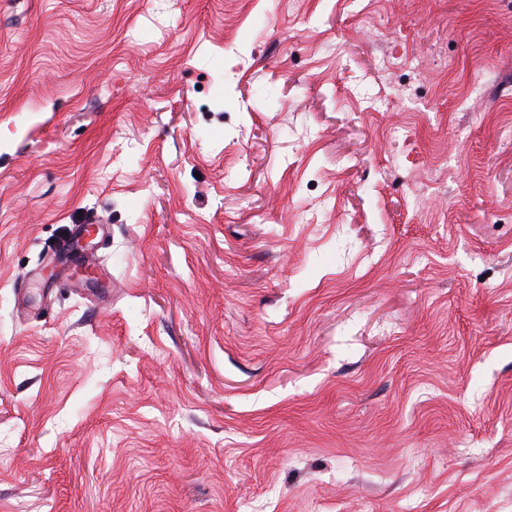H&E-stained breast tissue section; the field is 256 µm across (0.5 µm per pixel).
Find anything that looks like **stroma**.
<instances>
[{
	"instance_id": "35a3bbf8",
	"label": "stroma",
	"mask_w": 512,
	"mask_h": 512,
	"mask_svg": "<svg viewBox=\"0 0 512 512\" xmlns=\"http://www.w3.org/2000/svg\"><path fill=\"white\" fill-rule=\"evenodd\" d=\"M0 512H512V0H0Z\"/></svg>"
}]
</instances>
